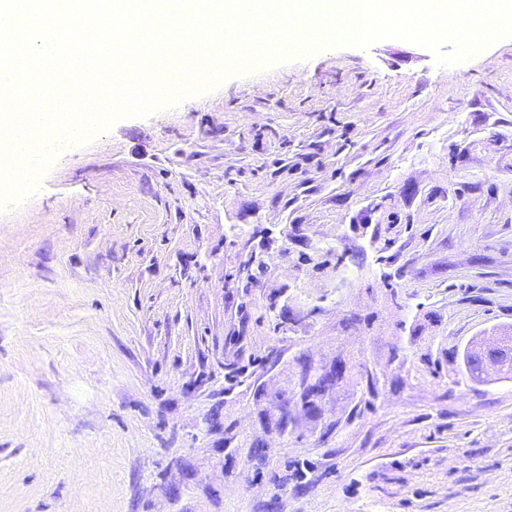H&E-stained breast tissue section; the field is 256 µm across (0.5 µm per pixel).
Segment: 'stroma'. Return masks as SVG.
Instances as JSON below:
<instances>
[{
	"label": "stroma",
	"mask_w": 512,
	"mask_h": 512,
	"mask_svg": "<svg viewBox=\"0 0 512 512\" xmlns=\"http://www.w3.org/2000/svg\"><path fill=\"white\" fill-rule=\"evenodd\" d=\"M37 181L0 210V512H512V380L460 372L512 328V37L290 56ZM339 354L374 387L251 457Z\"/></svg>",
	"instance_id": "1"
}]
</instances>
